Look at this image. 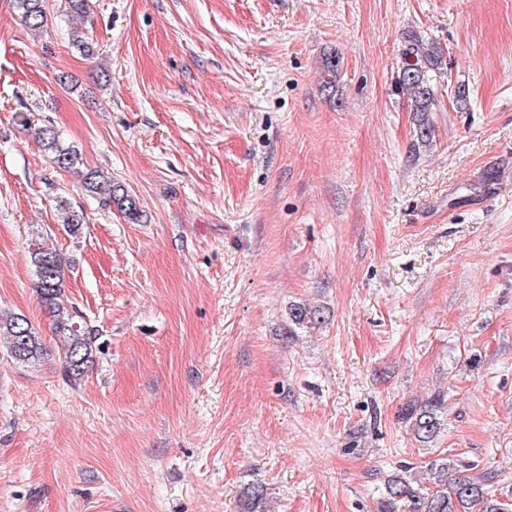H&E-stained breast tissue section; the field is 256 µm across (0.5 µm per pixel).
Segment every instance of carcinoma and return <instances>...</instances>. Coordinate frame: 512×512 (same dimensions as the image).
I'll return each instance as SVG.
<instances>
[{
	"label": "carcinoma",
	"mask_w": 512,
	"mask_h": 512,
	"mask_svg": "<svg viewBox=\"0 0 512 512\" xmlns=\"http://www.w3.org/2000/svg\"><path fill=\"white\" fill-rule=\"evenodd\" d=\"M25 27L37 31L47 21L46 0H14ZM443 53L437 45L409 34L403 50V65L395 80L396 92L407 101L410 111L420 116L417 136L419 143L431 145L435 126L428 119L440 102L438 88L428 77L431 70H441ZM37 139L57 168L79 174L83 187L99 199L107 209L117 210L135 224L141 217L136 198L124 184L115 181L103 171L83 167L81 154L76 147L66 145L51 126L38 129ZM57 207L65 214L64 231L75 239L81 238L84 216L73 210L68 201L60 197ZM30 252L33 267V288L40 304L49 317L52 340L62 359V376L77 387L88 376L100 355L104 343L99 331L88 325L77 309L63 306L65 286L71 262L54 245L47 243L41 234ZM321 320L320 311L304 304L289 308L287 335H294L293 327L307 328ZM0 336L7 340L10 356L18 363L34 364L47 354L43 337L22 313H0ZM446 395L438 393L420 404L409 405L404 419L411 427L414 439L422 445L433 442L444 426ZM490 479L461 470L440 458L428 465L426 481H417L407 472H396L388 477L379 512H512V499L502 500L489 490ZM243 512H268L267 488L259 482L247 484L242 494Z\"/></svg>",
	"instance_id": "1"
}]
</instances>
